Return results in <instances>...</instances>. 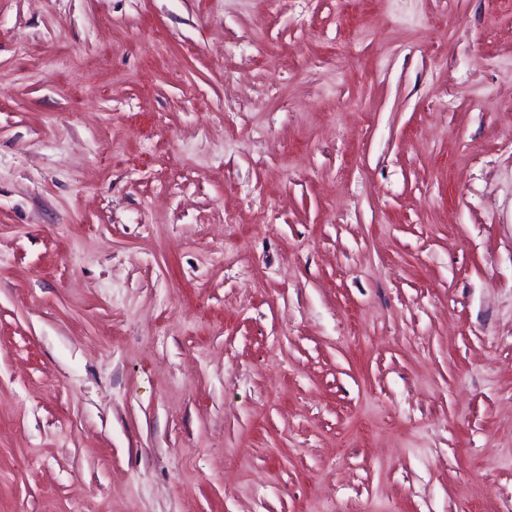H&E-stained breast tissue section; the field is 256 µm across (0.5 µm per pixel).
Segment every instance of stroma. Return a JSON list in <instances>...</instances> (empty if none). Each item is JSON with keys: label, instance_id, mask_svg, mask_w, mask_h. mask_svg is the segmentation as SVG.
Listing matches in <instances>:
<instances>
[{"label": "stroma", "instance_id": "1", "mask_svg": "<svg viewBox=\"0 0 512 512\" xmlns=\"http://www.w3.org/2000/svg\"><path fill=\"white\" fill-rule=\"evenodd\" d=\"M512 6L0 0V512H512Z\"/></svg>", "mask_w": 512, "mask_h": 512}]
</instances>
